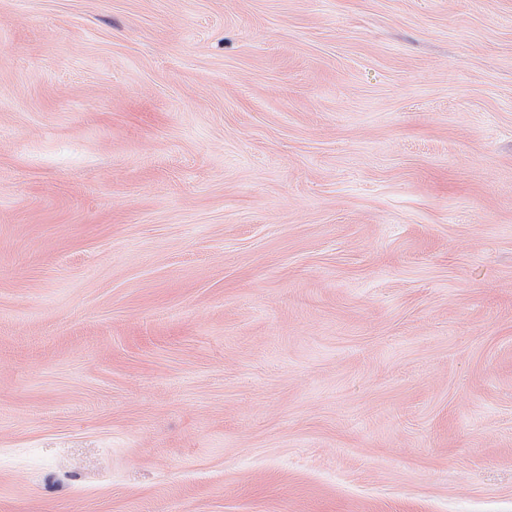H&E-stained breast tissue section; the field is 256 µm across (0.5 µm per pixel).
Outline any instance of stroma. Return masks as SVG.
I'll list each match as a JSON object with an SVG mask.
<instances>
[{"mask_svg":"<svg viewBox=\"0 0 512 512\" xmlns=\"http://www.w3.org/2000/svg\"><path fill=\"white\" fill-rule=\"evenodd\" d=\"M0 512H512V0H0Z\"/></svg>","mask_w":512,"mask_h":512,"instance_id":"1","label":"stroma"}]
</instances>
